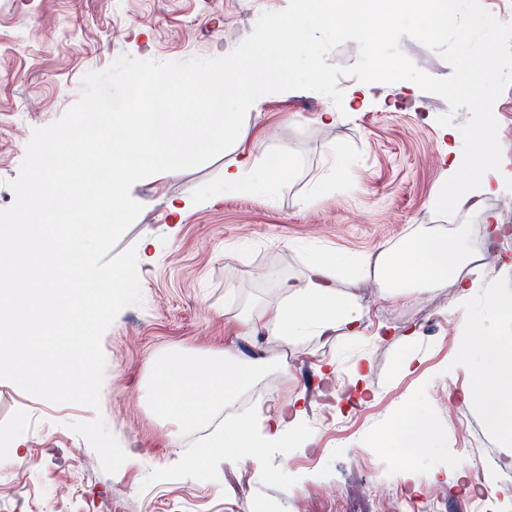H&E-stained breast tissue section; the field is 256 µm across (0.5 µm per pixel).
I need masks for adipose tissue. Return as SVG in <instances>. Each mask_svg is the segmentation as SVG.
Listing matches in <instances>:
<instances>
[{
  "label": "adipose tissue",
  "instance_id": "1",
  "mask_svg": "<svg viewBox=\"0 0 512 512\" xmlns=\"http://www.w3.org/2000/svg\"><path fill=\"white\" fill-rule=\"evenodd\" d=\"M475 142L483 157L480 167H471L457 154H449L446 180L450 187L436 198L440 209H454L492 192L497 176V142L492 125L479 127ZM295 173L292 167L270 166L263 153L251 151L225 165L224 188L236 193H272ZM371 267L384 272L385 292L389 295L409 286L418 290L434 288L449 276H456L458 303L463 308L469 306L481 280L477 256L463 245L449 249L445 237L438 234L409 237L399 246L382 251L373 261L366 257L313 255L302 280L280 281V299L267 307L265 321L241 318L244 334L263 332L284 345L306 338L327 341L340 328L347 336L357 337L360 311L352 294L337 291L336 279L341 270L360 275ZM461 326L473 339L468 355L492 372L491 379L469 388L465 398L490 409L491 427L512 436V343L487 332L476 318H463ZM283 366L279 357L241 364L227 351L212 352L204 358L168 357L153 372L147 395L156 414L170 425L171 440L177 441L223 411L260 373ZM301 401V396H294L271 413L216 430L205 443V456L222 451L239 462L256 465L260 462L259 449L278 448L286 453L295 444L304 448L312 445V436L303 430Z\"/></svg>",
  "mask_w": 512,
  "mask_h": 512
}]
</instances>
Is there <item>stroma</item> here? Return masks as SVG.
<instances>
[{
	"label": "stroma",
	"instance_id": "35a3bbf8",
	"mask_svg": "<svg viewBox=\"0 0 512 512\" xmlns=\"http://www.w3.org/2000/svg\"><path fill=\"white\" fill-rule=\"evenodd\" d=\"M289 0H0V209L14 195L34 128L48 125L78 99L84 75L106 69L127 53L138 59L185 60L230 53L254 29L260 14ZM366 104L344 102L336 123L319 122L333 103L309 90L271 93L246 114L226 152L188 170L135 183L131 196L143 210L113 248L121 254L144 238L155 242L152 263L137 268L143 303L124 308L105 332L106 369L101 408L57 405L0 381V432L21 430L26 457L0 456V512L24 498L30 512H378L379 490L406 496L397 422L407 409L427 415L437 445L413 451V472L431 486L433 469L468 449L483 467L485 500L445 482L435 512H512V439L487 427L462 391L481 377L463 354V315L486 321L512 337V315L492 310L483 293L468 311L456 308L454 281L422 292L388 296L375 275L340 273L337 287L362 312L361 334L307 339L288 348L265 336L246 337L238 317L260 316L278 297V279L298 280L308 253L377 256L419 231L441 224L449 245L466 239L480 257L482 286L512 298V237L487 246L484 218L500 198L512 197V86L495 102L502 158L498 192L471 208L441 211L432 201L444 185L446 147L436 118L446 101L409 80L372 82ZM263 150L294 163L295 176L275 196L224 189V166L240 153ZM196 202L171 233V200ZM230 350L258 362L282 352L285 373L262 379L278 389L250 404L257 412L303 395L314 437L291 456L264 449L260 465L211 458L204 470L187 466L194 439L172 443L146 397L153 365L173 351ZM418 362L401 365L406 352ZM335 361L322 382L319 369ZM365 401L346 396L359 363ZM102 414L128 456L105 473L90 445L70 430L73 421Z\"/></svg>",
	"mask_w": 512,
	"mask_h": 512
}]
</instances>
